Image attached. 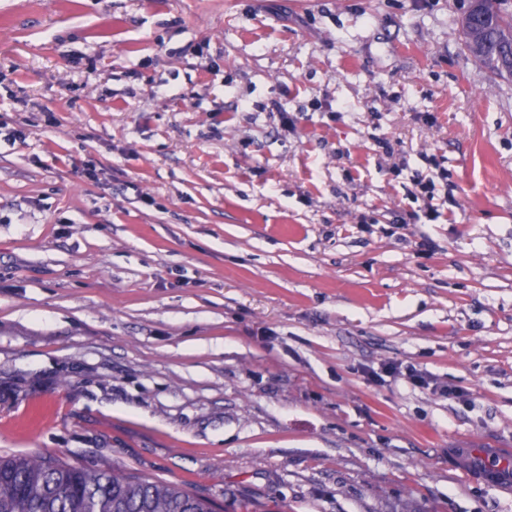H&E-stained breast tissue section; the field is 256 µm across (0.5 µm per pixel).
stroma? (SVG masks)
Wrapping results in <instances>:
<instances>
[{"label":"stroma","mask_w":512,"mask_h":512,"mask_svg":"<svg viewBox=\"0 0 512 512\" xmlns=\"http://www.w3.org/2000/svg\"><path fill=\"white\" fill-rule=\"evenodd\" d=\"M466 5L0 0V454L512 512L456 469L512 448V80Z\"/></svg>","instance_id":"35a3bbf8"}]
</instances>
